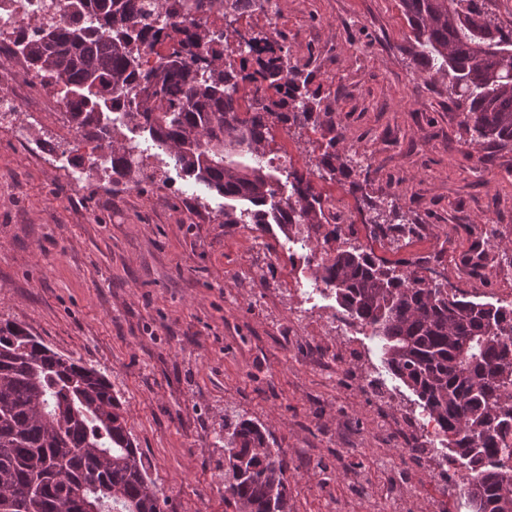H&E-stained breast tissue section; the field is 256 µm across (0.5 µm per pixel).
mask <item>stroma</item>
Segmentation results:
<instances>
[{"mask_svg": "<svg viewBox=\"0 0 512 512\" xmlns=\"http://www.w3.org/2000/svg\"><path fill=\"white\" fill-rule=\"evenodd\" d=\"M292 59L313 71L322 109L304 126L277 125L312 173L330 136L369 158L360 191L318 180L348 203L349 241L369 243L366 219L403 217L398 242L376 247L438 272L470 299L512 293V147L474 140L446 80L431 79L398 0H276ZM22 110L0 121V321L105 374L162 493L164 512H234L224 499L215 437L239 418L265 425L288 469L289 512H369L355 483L378 492L395 458L402 512H433L419 439L380 430L364 374L383 379L399 409H420L392 376L369 329L332 331L334 298L302 307L311 262L278 227L228 224L242 209L154 160V180L80 173L59 121L37 115L38 81L0 70ZM26 138H19V131ZM59 141L57 160L41 141ZM494 230L493 276L460 262Z\"/></svg>", "mask_w": 512, "mask_h": 512, "instance_id": "obj_1", "label": "stroma"}]
</instances>
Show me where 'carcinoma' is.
I'll return each instance as SVG.
<instances>
[{
  "instance_id": "carcinoma-1",
  "label": "carcinoma",
  "mask_w": 512,
  "mask_h": 512,
  "mask_svg": "<svg viewBox=\"0 0 512 512\" xmlns=\"http://www.w3.org/2000/svg\"><path fill=\"white\" fill-rule=\"evenodd\" d=\"M63 2L72 23L58 28L40 17L23 28L20 52L32 76L68 107V121L112 158V174L133 173V150L106 116L122 110L184 177L249 204L238 216L224 211V223L250 214L263 231L276 224L314 233L315 276L347 315L372 328L388 370L416 393L445 447L466 461L461 479L472 512H512V308L450 293L413 263L379 259L370 247L333 246L340 229L328 222L309 174L265 171L271 128L307 122L320 108L311 75L291 63L283 35L241 34L233 27L239 0ZM399 4L422 70L448 80L465 126L479 139L512 145V30L498 28L484 0ZM221 8L219 36L194 24L205 55L189 61L177 49L145 65L143 35L155 24L179 42L195 13ZM87 14L97 23H81ZM256 49L269 53L257 67ZM228 52L239 65L224 64ZM258 78L265 103L245 107L239 88ZM148 88L154 98H138ZM351 158L333 136L321 169L340 182L353 173ZM217 444L236 512H288L287 464L265 427L240 419ZM92 502L99 512H163L121 400L97 369L0 323V512H87Z\"/></svg>"
}]
</instances>
